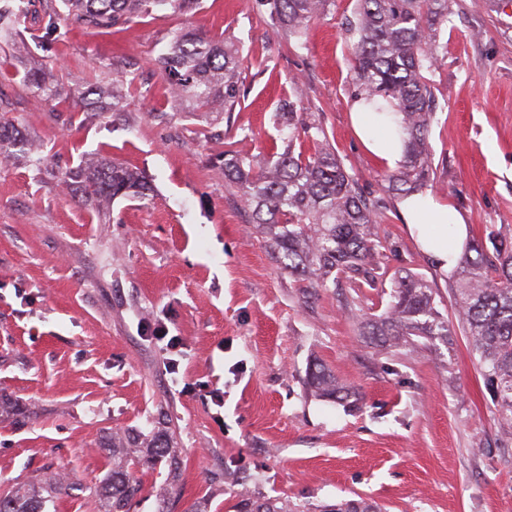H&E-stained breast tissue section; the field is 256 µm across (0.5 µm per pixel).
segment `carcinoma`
<instances>
[{
	"label": "carcinoma",
	"instance_id": "carcinoma-1",
	"mask_svg": "<svg viewBox=\"0 0 512 512\" xmlns=\"http://www.w3.org/2000/svg\"><path fill=\"white\" fill-rule=\"evenodd\" d=\"M330 0H259L273 25L300 44L312 20ZM450 0H357L350 24V53L357 98L377 116L392 114L403 158L394 170L380 173L389 191L406 198L424 191L433 157L429 132L437 114L432 76L437 68L436 31L448 24ZM62 6L79 24L117 33L131 19L156 11L189 14L200 0H19L0 6V35L21 37L29 17H54ZM244 59L233 44L191 31L175 32L154 66L169 81L175 101L205 112H233L247 94L241 80ZM30 93L64 104L79 91L65 87L46 69L34 66L25 75ZM103 112L121 111L120 96L95 90ZM281 117L288 122V141L267 160L238 150L224 151V176L235 183L253 223L262 229L275 260L317 295L345 282L352 288L383 282L385 246L376 228L386 220L387 206L366 196L357 180L329 146L324 128L304 123L301 130L314 144L305 154L293 148L296 101L285 99ZM65 188L75 186L79 201L99 207L118 197L147 198L146 177L122 163L101 158L62 173ZM458 322L466 330L471 352L478 357L489 386L495 419L512 429V228L486 224L479 238L466 243L449 274ZM363 335L391 349L414 344L435 348L448 344V321L437 309L436 293L421 277L407 274L392 285L383 312L362 321ZM304 384L320 398L345 407L359 402L349 384L319 361L310 363ZM112 471L104 493L93 494L96 512H130L141 484L128 470L134 461L154 466L168 458L173 446L165 433H152L144 446H133L112 434ZM72 485L57 478L46 487L15 486L0 491V512H48L46 506L69 495ZM239 512H310L304 505L276 499L244 500ZM320 512H384L363 498L321 506Z\"/></svg>",
	"mask_w": 512,
	"mask_h": 512
}]
</instances>
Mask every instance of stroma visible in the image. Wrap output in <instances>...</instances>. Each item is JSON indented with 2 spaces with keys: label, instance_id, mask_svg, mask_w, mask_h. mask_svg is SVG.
Instances as JSON below:
<instances>
[{
  "label": "stroma",
  "instance_id": "35a3bbf8",
  "mask_svg": "<svg viewBox=\"0 0 512 512\" xmlns=\"http://www.w3.org/2000/svg\"><path fill=\"white\" fill-rule=\"evenodd\" d=\"M354 12L355 0H331L300 45L254 0H202L192 16L137 17L115 36L58 15L57 33L28 37L26 63L78 90L134 79L120 112L104 115L80 98L33 97L0 39V101L44 159L0 162V489L64 473L75 488L57 512H88L112 433L159 426L174 459L132 466L142 492L131 512H156L162 498L172 512L198 501L237 512L245 498L359 497L386 512H512V430L494 418L447 275L411 238L401 200L389 198L378 227L383 281L414 273L435 289L452 340L431 350L385 351L362 335L383 288L308 295L221 167L228 147L257 155L281 137L277 107L295 89L299 118L321 122L347 172L384 195L351 123ZM185 26L239 45L240 110L173 103L151 60ZM438 42L426 193L470 233L512 225V2L451 0ZM95 156L142 172L151 196L114 200L103 217L79 202L59 176ZM158 322L180 339L177 371L148 331ZM315 360L357 389L360 409L306 391Z\"/></svg>",
  "mask_w": 512,
  "mask_h": 512
}]
</instances>
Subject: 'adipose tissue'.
<instances>
[{"instance_id": "ef3b65f1", "label": "adipose tissue", "mask_w": 512, "mask_h": 512, "mask_svg": "<svg viewBox=\"0 0 512 512\" xmlns=\"http://www.w3.org/2000/svg\"><path fill=\"white\" fill-rule=\"evenodd\" d=\"M352 123L357 137L370 153L388 167L399 165L402 160L399 142L390 141L384 132L373 129L366 113H353ZM402 208L421 252L440 270L454 266L467 240V227L462 217L429 196L404 201Z\"/></svg>"}]
</instances>
